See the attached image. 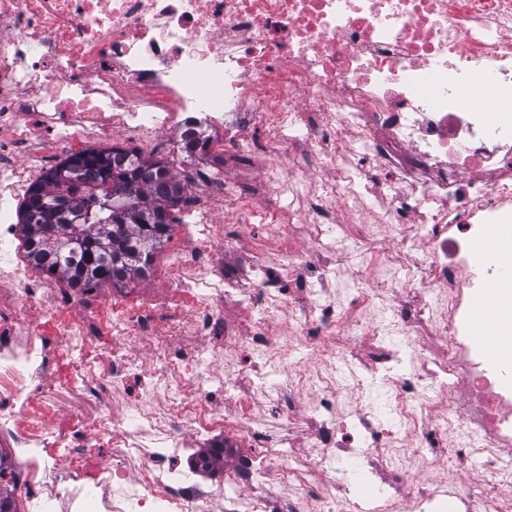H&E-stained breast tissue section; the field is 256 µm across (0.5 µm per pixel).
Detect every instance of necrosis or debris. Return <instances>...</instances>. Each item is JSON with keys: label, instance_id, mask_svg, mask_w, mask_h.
Segmentation results:
<instances>
[{"label": "necrosis or debris", "instance_id": "necrosis-or-debris-1", "mask_svg": "<svg viewBox=\"0 0 512 512\" xmlns=\"http://www.w3.org/2000/svg\"><path fill=\"white\" fill-rule=\"evenodd\" d=\"M1 126V252L14 247L12 204L37 174L22 150L47 160L122 140L144 155L189 129L225 168L254 154L259 190L291 227L260 231L245 277L219 273L226 224L258 215L253 193L227 182L199 190L205 223L178 232L169 294L93 304L37 280L23 259L0 271V444L26 493L18 512H339L331 462L365 438L380 512H429L441 499L512 512L496 492L512 485L499 454L512 447V373L487 359L473 322L499 268L474 241H512V0H0ZM325 169L335 179H320ZM341 213L360 240L367 223L396 225L381 252L392 287L428 289L441 307L340 311L323 284L343 274L347 243L328 237ZM292 234L310 251L291 250ZM426 324L442 354L391 376L387 405L436 460L482 455L493 489L405 493L372 404L339 415L335 369L295 362L269 382L241 362L248 352L278 363L286 327L313 346L367 332L381 366L398 357L393 337ZM305 390L319 453L290 459L250 406L275 402L287 424ZM64 395L74 408L56 427ZM227 428L256 450L232 481L173 469L192 441Z\"/></svg>", "mask_w": 512, "mask_h": 512}]
</instances>
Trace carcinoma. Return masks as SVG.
Here are the masks:
<instances>
[{"label":"carcinoma","instance_id":"carcinoma-1","mask_svg":"<svg viewBox=\"0 0 512 512\" xmlns=\"http://www.w3.org/2000/svg\"><path fill=\"white\" fill-rule=\"evenodd\" d=\"M112 147L70 156L33 182L21 210V235L31 265L73 288L126 285L148 273L170 238L171 209L185 185L166 162ZM67 197L79 222L55 217Z\"/></svg>","mask_w":512,"mask_h":512}]
</instances>
